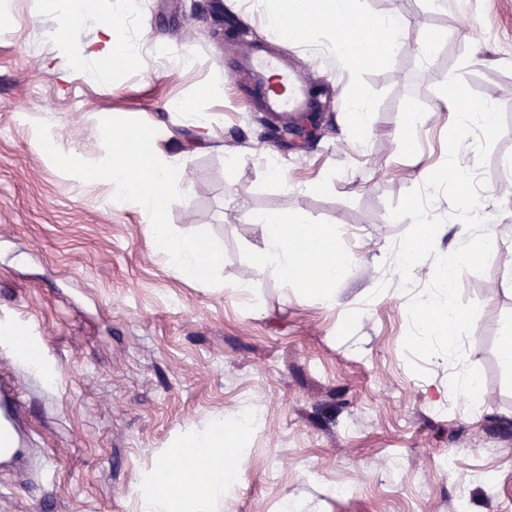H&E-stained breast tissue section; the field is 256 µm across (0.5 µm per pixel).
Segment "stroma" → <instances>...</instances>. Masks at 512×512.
Segmentation results:
<instances>
[{
    "mask_svg": "<svg viewBox=\"0 0 512 512\" xmlns=\"http://www.w3.org/2000/svg\"><path fill=\"white\" fill-rule=\"evenodd\" d=\"M13 16L0 28V328L18 333L4 364L27 417V445L42 466L0 471V512H141L154 471L185 433L216 419L233 424L243 402L262 412L227 502L201 512H512V367L499 355L512 321V0H353L355 16L401 15L400 47L369 69L336 61L335 29L292 45L293 66L312 83L313 135L303 113L275 134L248 99L236 70L247 21L266 33L287 0H101L83 16L95 37L113 16L142 39L138 63L105 83L89 82L51 31L62 0H0ZM434 37L430 59L416 49ZM504 112L507 128L478 173L486 229L498 237L484 273H464L462 297L480 319L463 342L478 368L477 410L453 397L459 363L428 359L409 368L407 306L432 277L424 261L400 282L394 250L414 232L392 219L403 194L446 157L448 107L438 91L452 75ZM222 85L207 96L204 88ZM359 90L369 111L356 137L347 108L328 91ZM423 115L406 129L404 105ZM179 100L210 113L208 133ZM120 115L163 129L158 146L186 171L191 189L170 208L174 228L209 231L224 251L223 284L179 278L147 243L146 217L112 203L106 181L57 169L33 123L73 155L103 152L101 119ZM253 211L291 212L334 228L356 261L340 301L257 268ZM252 284L241 295L233 285ZM348 493L336 496V485Z\"/></svg>",
    "mask_w": 512,
    "mask_h": 512,
    "instance_id": "stroma-1",
    "label": "stroma"
}]
</instances>
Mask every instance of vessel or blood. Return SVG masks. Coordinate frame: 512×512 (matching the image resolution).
<instances>
[{
  "mask_svg": "<svg viewBox=\"0 0 512 512\" xmlns=\"http://www.w3.org/2000/svg\"><path fill=\"white\" fill-rule=\"evenodd\" d=\"M251 76L250 92L270 118L283 121L289 113L310 104V91L288 66L286 52H271L263 43H250L239 61ZM18 401L14 384L0 377V458L12 460L22 455L18 434Z\"/></svg>",
  "mask_w": 512,
  "mask_h": 512,
  "instance_id": "b4317fda",
  "label": "vessel or blood"
}]
</instances>
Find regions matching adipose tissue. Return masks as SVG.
Returning <instances> with one entry per match:
<instances>
[{
    "label": "adipose tissue",
    "mask_w": 512,
    "mask_h": 512,
    "mask_svg": "<svg viewBox=\"0 0 512 512\" xmlns=\"http://www.w3.org/2000/svg\"><path fill=\"white\" fill-rule=\"evenodd\" d=\"M91 0H74L64 15L62 27L69 44L79 46L78 63L92 82L111 79L114 71L129 67L139 56L132 39L122 35L115 20H105L101 35L86 40L81 15L92 9ZM352 0H291L288 10L274 11L271 30L291 42L307 41L326 29L338 15L349 14ZM405 27L404 20L394 15L378 22H366L358 38L346 36L336 41L341 62L350 68L358 67L364 54L384 53L396 48ZM407 223L418 231L405 239L396 252L397 274L410 280L422 258L424 242L434 232L427 211L413 207L405 216ZM249 221L260 228V243L252 258L254 264L278 276L282 281L300 286L317 285V295L326 305L336 303V285L354 257L345 252L332 229L306 223L300 216L285 213L253 212ZM259 424L252 408H245L234 426L223 421L209 428L185 435L175 462L161 461L159 480L151 496L142 502L141 512H191L193 505L207 502L217 504L227 498L232 483L243 463L246 451L239 440L253 432ZM203 471L202 482L181 483L177 492H170L169 482L177 468Z\"/></svg>",
    "instance_id": "adipose-tissue-1"
}]
</instances>
